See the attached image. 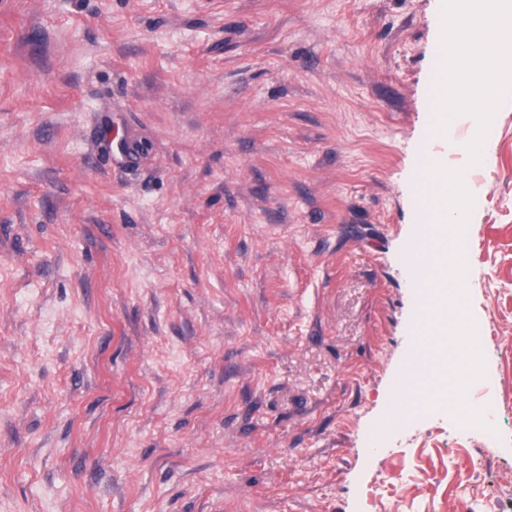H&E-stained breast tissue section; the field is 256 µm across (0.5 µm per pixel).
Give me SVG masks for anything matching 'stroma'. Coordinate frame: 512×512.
I'll list each match as a JSON object with an SVG mask.
<instances>
[{
	"mask_svg": "<svg viewBox=\"0 0 512 512\" xmlns=\"http://www.w3.org/2000/svg\"><path fill=\"white\" fill-rule=\"evenodd\" d=\"M435 5L0 0V512H512V108L467 232L500 438L378 431Z\"/></svg>",
	"mask_w": 512,
	"mask_h": 512,
	"instance_id": "stroma-1",
	"label": "stroma"
}]
</instances>
